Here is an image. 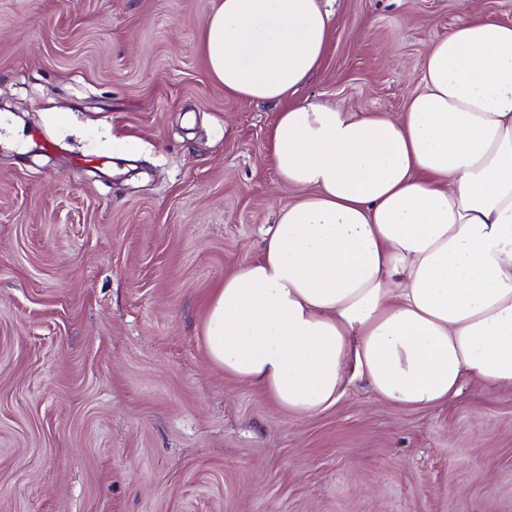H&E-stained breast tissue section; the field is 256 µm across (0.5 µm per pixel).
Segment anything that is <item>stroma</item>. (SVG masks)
<instances>
[{
    "label": "stroma",
    "instance_id": "stroma-1",
    "mask_svg": "<svg viewBox=\"0 0 512 512\" xmlns=\"http://www.w3.org/2000/svg\"><path fill=\"white\" fill-rule=\"evenodd\" d=\"M219 0H0V512H512V388L299 417L211 363L205 300L298 197L231 99ZM291 100L399 118L425 50L512 0H328ZM92 158L89 166L80 158Z\"/></svg>",
    "mask_w": 512,
    "mask_h": 512
}]
</instances>
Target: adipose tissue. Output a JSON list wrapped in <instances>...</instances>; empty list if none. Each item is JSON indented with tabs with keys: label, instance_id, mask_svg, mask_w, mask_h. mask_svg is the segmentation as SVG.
<instances>
[{
	"label": "adipose tissue",
	"instance_id": "1",
	"mask_svg": "<svg viewBox=\"0 0 512 512\" xmlns=\"http://www.w3.org/2000/svg\"><path fill=\"white\" fill-rule=\"evenodd\" d=\"M329 23L322 0H221L204 24L225 95L281 104L271 163L305 192L211 293L210 360L301 417L358 378L405 408L512 387V25L431 41L393 119L289 104Z\"/></svg>",
	"mask_w": 512,
	"mask_h": 512
}]
</instances>
